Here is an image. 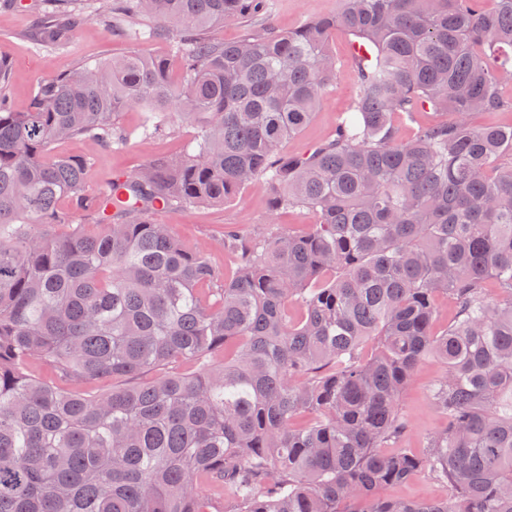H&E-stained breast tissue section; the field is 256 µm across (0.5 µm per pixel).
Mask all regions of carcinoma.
<instances>
[{
	"label": "carcinoma",
	"mask_w": 512,
	"mask_h": 512,
	"mask_svg": "<svg viewBox=\"0 0 512 512\" xmlns=\"http://www.w3.org/2000/svg\"><path fill=\"white\" fill-rule=\"evenodd\" d=\"M495 2L343 0L227 43L208 31L269 0H111L135 47L42 81L23 112L0 57V512H512V127L468 122L512 111V0ZM50 7L57 48L88 12ZM337 34L368 52L348 60L349 115L284 152L336 83ZM158 41L171 56L139 49ZM131 106L144 142L195 135L90 195L93 158L53 145L123 148ZM425 110L451 120L403 138L394 116ZM257 180L271 216L316 222L227 233L230 279L152 219ZM429 355L448 424L420 458L399 399ZM419 471L438 497L377 494Z\"/></svg>",
	"instance_id": "carcinoma-1"
}]
</instances>
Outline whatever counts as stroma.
<instances>
[{
    "label": "stroma",
    "instance_id": "obj_1",
    "mask_svg": "<svg viewBox=\"0 0 512 512\" xmlns=\"http://www.w3.org/2000/svg\"><path fill=\"white\" fill-rule=\"evenodd\" d=\"M93 3L94 10L87 21L74 31L69 44L59 49L39 47L30 37L42 18L44 0H29L27 6L20 9L0 5V56L10 58L14 65L6 93L17 109L29 106L42 80L75 66L79 61L104 60L127 50V41L114 33L102 16L105 0H93ZM341 6V0H270L266 21L278 30L288 31L308 21L333 15ZM354 91V77L350 69L341 68L336 75L335 86L326 95L312 121L298 138L284 143V151L325 140L335 130L339 116L348 110ZM193 135V128L186 126L179 134L147 143L131 139L125 148L118 151H105L90 142L72 139L57 143L54 151L61 155L93 156L94 164L87 187L89 192L99 194L107 189L114 174H134L153 156H177L184 142ZM266 197L264 182L257 181L244 190L241 199L224 205L166 209L153 213L152 218L167 225L172 236L179 241L204 250L211 265L229 276L236 268L235 256L225 249L219 237L221 228L233 227L253 235L262 231L272 219L281 224H310L315 220L314 214L305 210L287 211L270 217ZM443 372L439 359L426 357L399 400L402 414L411 423L403 445L419 456L427 450L428 436L446 425L444 415L433 407L430 398Z\"/></svg>",
    "mask_w": 512,
    "mask_h": 512
}]
</instances>
